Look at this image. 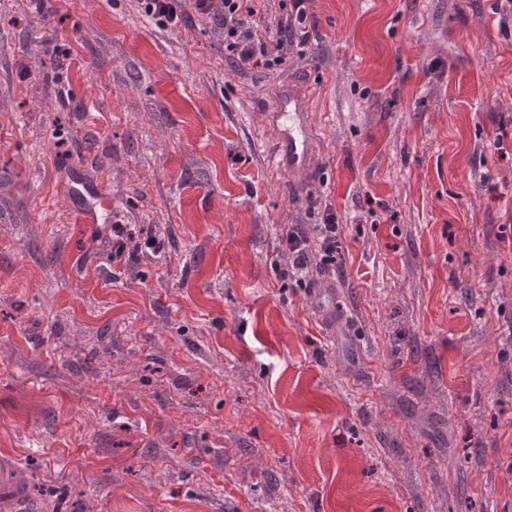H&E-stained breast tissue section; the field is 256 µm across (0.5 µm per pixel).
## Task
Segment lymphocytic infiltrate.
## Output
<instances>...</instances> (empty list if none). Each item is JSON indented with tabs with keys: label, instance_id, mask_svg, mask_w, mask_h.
<instances>
[{
	"label": "lymphocytic infiltrate",
	"instance_id": "1",
	"mask_svg": "<svg viewBox=\"0 0 512 512\" xmlns=\"http://www.w3.org/2000/svg\"><path fill=\"white\" fill-rule=\"evenodd\" d=\"M144 14L157 26H175L195 14L212 20L224 32V51L240 63L270 68L301 53L313 26L308 21L309 0H280L287 13L277 29L265 26L270 0H139ZM339 226L332 210L320 223L288 224L280 233L282 255L297 279L310 273L311 257L323 268L336 263Z\"/></svg>",
	"mask_w": 512,
	"mask_h": 512
}]
</instances>
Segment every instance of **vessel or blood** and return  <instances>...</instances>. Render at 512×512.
<instances>
[{"instance_id":"obj_1","label":"vessel or blood","mask_w":512,"mask_h":512,"mask_svg":"<svg viewBox=\"0 0 512 512\" xmlns=\"http://www.w3.org/2000/svg\"><path fill=\"white\" fill-rule=\"evenodd\" d=\"M277 131V146L272 162L274 173L310 172L315 165L313 130L308 118L307 90L303 84L292 83L279 90L271 115ZM69 193L84 203L92 218L108 215L112 200L100 186L71 180Z\"/></svg>"}]
</instances>
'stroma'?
I'll return each mask as SVG.
<instances>
[{
    "label": "stroma",
    "instance_id": "stroma-1",
    "mask_svg": "<svg viewBox=\"0 0 512 512\" xmlns=\"http://www.w3.org/2000/svg\"><path fill=\"white\" fill-rule=\"evenodd\" d=\"M307 10L268 70L137 0H0V512H512V8ZM296 79L317 164L273 180ZM327 208L298 287L279 229ZM69 193L84 202V208L90 213L92 224H97L99 216L102 219L112 211V200L98 185L84 183L80 179L71 180L67 186Z\"/></svg>",
    "mask_w": 512,
    "mask_h": 512
}]
</instances>
